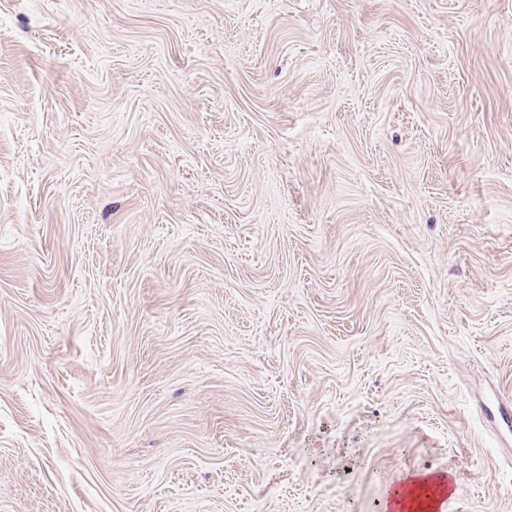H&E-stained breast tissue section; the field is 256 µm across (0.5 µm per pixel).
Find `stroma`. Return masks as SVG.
<instances>
[{
	"instance_id": "35a3bbf8",
	"label": "stroma",
	"mask_w": 512,
	"mask_h": 512,
	"mask_svg": "<svg viewBox=\"0 0 512 512\" xmlns=\"http://www.w3.org/2000/svg\"><path fill=\"white\" fill-rule=\"evenodd\" d=\"M512 512V0H0V512ZM425 487L436 489L440 495L439 499L443 496L449 495L453 491L452 481L445 475H431L424 478H412L402 482L394 488L389 494L387 507L393 503H399L402 507V512H434L438 509V502L436 497L428 501L424 508H418L419 496Z\"/></svg>"
}]
</instances>
